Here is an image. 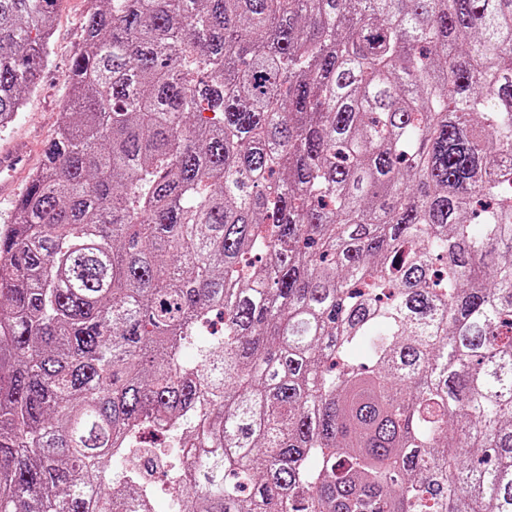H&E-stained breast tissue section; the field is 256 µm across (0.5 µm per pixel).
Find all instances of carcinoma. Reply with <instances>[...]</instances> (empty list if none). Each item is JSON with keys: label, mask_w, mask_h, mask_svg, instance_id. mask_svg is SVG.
Listing matches in <instances>:
<instances>
[{"label": "carcinoma", "mask_w": 512, "mask_h": 512, "mask_svg": "<svg viewBox=\"0 0 512 512\" xmlns=\"http://www.w3.org/2000/svg\"><path fill=\"white\" fill-rule=\"evenodd\" d=\"M60 2L0 0V128ZM89 2L0 226V512H155V425L171 512H512V0Z\"/></svg>", "instance_id": "1"}]
</instances>
